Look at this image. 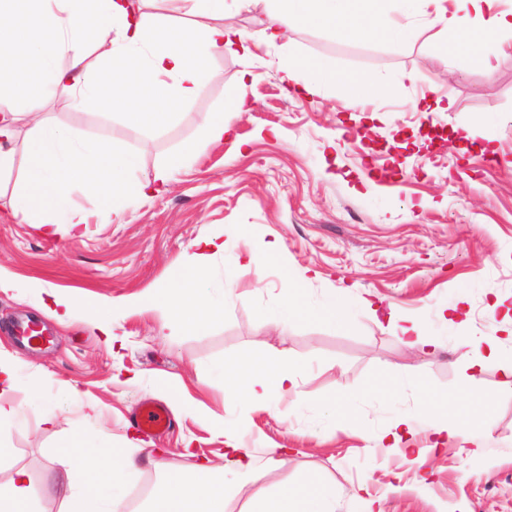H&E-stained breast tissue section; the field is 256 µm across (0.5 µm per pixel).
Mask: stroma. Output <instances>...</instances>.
Returning a JSON list of instances; mask_svg holds the SVG:
<instances>
[{
	"instance_id": "obj_1",
	"label": "stroma",
	"mask_w": 512,
	"mask_h": 512,
	"mask_svg": "<svg viewBox=\"0 0 512 512\" xmlns=\"http://www.w3.org/2000/svg\"><path fill=\"white\" fill-rule=\"evenodd\" d=\"M224 23L252 36L250 65L231 52L214 55L198 95L172 104L173 119L157 127L72 110L61 92L45 105L60 126L137 153L134 176L145 183L199 137L209 113H223L230 133L176 169L167 192L128 200L118 216L73 189L80 236L47 237L12 216L14 185H0V267L21 284L0 293V349L17 359L11 399L22 415L20 426L0 432L13 450L0 481L24 469L40 506H60L49 474L56 449L80 428L104 450L134 439L187 478L198 462L223 466L227 442L236 440L256 473L226 499L225 512H248L255 499L310 479L335 487L336 512H512V385L499 362H487L481 385L497 398L488 413L473 412L459 394L468 369L458 345L462 334L496 329L489 304L512 310V43L485 68L464 52L448 57L443 35L416 18L400 44L294 26L288 38L300 54L328 59L336 75L357 70L391 85L356 107L334 84L306 97L289 91L284 48L258 38L266 0H224ZM429 93L451 98L452 110H413ZM237 94L249 111L230 108ZM225 229L242 235L212 259L209 287L218 295L230 283L238 294L203 329L164 330L151 315L128 316L114 345L90 313L58 324L23 289L40 281L63 296L106 302L145 295L176 284L191 244ZM274 241L285 265L234 266L237 251ZM293 286L312 303L347 289L351 299L418 321L439 345L406 349L365 312L341 322L300 317L273 330L264 311ZM456 304L461 318L451 325L443 310ZM25 316L52 343L19 347L11 327ZM282 353L301 368L300 394L256 401L206 378L221 363L225 380L269 379ZM160 378L183 384L197 409L173 412V398L153 388ZM396 378L401 390H389ZM69 384L73 393L63 395ZM337 398L349 399L353 418L337 420ZM146 400L170 408L164 433L136 425ZM208 411L223 416V431L205 419ZM402 415L414 416L416 435L394 448L381 433ZM443 418L470 419L479 428L474 443L435 444L425 425ZM272 448L285 449L284 466L272 468Z\"/></svg>"
}]
</instances>
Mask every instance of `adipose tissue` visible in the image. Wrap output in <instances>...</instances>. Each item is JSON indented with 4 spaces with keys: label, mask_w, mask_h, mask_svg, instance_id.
Masks as SVG:
<instances>
[{
    "label": "adipose tissue",
    "mask_w": 512,
    "mask_h": 512,
    "mask_svg": "<svg viewBox=\"0 0 512 512\" xmlns=\"http://www.w3.org/2000/svg\"><path fill=\"white\" fill-rule=\"evenodd\" d=\"M421 0L427 7V25L440 31H455L452 52L467 51L472 62L485 66L512 38V12L492 11L491 0ZM84 0H0V64L4 61L34 60L41 75L43 92L18 103L13 77L0 67V183L11 180L16 168L14 140L16 124L29 119L27 164L13 193L17 213L47 233L76 235L82 219L73 203L74 184L92 185L94 194L120 206L133 194L148 195L168 190L171 175L186 155L202 145L224 137V115L206 119L200 141L173 154L158 170L152 183L139 186L132 174L138 166L135 153L110 141L92 140L61 128L42 110L45 95L61 91L72 109L81 111L105 102L103 83L91 79L86 60L91 52L104 50L112 64V83L136 84L150 89L157 103L188 101L206 80L205 60L229 50L250 60L252 53L244 36L224 24V0H181L184 17L170 23L168 16L143 12L139 0H91L98 18L87 28L81 17ZM269 19L261 32L263 42L287 41L289 29L297 24L337 31L348 38L394 33L406 40L407 29L396 18L405 14L414 0H268ZM173 25L175 37L163 41L158 33ZM69 65H61L60 56ZM333 71L323 58L307 60L299 53L287 54L285 72L289 81L310 91L320 86ZM26 113H19V106ZM223 234L197 240L181 258L184 276L179 284L164 286L147 295H134L123 302L104 304L82 296H62L55 289L35 282L30 296L44 314L65 321L88 311L97 330L114 338L113 321L131 314H150L161 328L174 326L202 329L224 315L223 302L214 300L207 288L208 263L222 253ZM368 301L354 302L345 292L327 296L321 305L305 303L298 289L289 288L284 299L265 312L277 329L302 315L332 321L368 308ZM500 330L478 336H463L459 346L469 374L464 393L471 407L488 409L493 396L477 391L486 362L504 363L505 377H512V314L500 313ZM59 470L55 484L66 504L65 512H127V489L144 468L159 471L163 481L152 495L146 512H224V501L232 488L246 482L255 467L253 459L236 443H229L224 466L200 467L197 478L185 479L153 453L128 445L103 453L90 449L83 431L59 447ZM336 489L327 484L281 489L271 499L259 498L249 512H336ZM0 512H36L30 478L18 469L8 481L0 482Z\"/></svg>",
    "instance_id": "1"
}]
</instances>
